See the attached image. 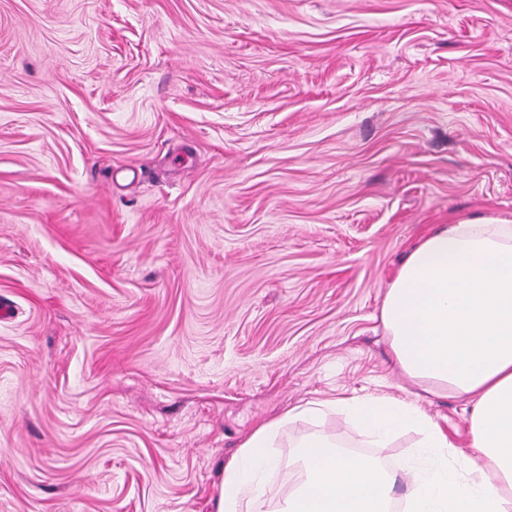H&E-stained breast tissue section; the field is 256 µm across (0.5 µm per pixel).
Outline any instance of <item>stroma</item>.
<instances>
[{
    "label": "stroma",
    "instance_id": "obj_1",
    "mask_svg": "<svg viewBox=\"0 0 512 512\" xmlns=\"http://www.w3.org/2000/svg\"><path fill=\"white\" fill-rule=\"evenodd\" d=\"M512 219V0H0V512H213L295 407L389 394L411 249ZM341 415L296 419L250 512ZM321 407L302 410L258 426L240 445L238 451L224 464L220 492L215 512H243V505L264 495L268 477L277 467L271 448L272 437L290 420L312 415Z\"/></svg>",
    "mask_w": 512,
    "mask_h": 512
}]
</instances>
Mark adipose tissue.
<instances>
[{
    "instance_id": "adipose-tissue-1",
    "label": "adipose tissue",
    "mask_w": 512,
    "mask_h": 512,
    "mask_svg": "<svg viewBox=\"0 0 512 512\" xmlns=\"http://www.w3.org/2000/svg\"><path fill=\"white\" fill-rule=\"evenodd\" d=\"M381 316L401 371L469 400L470 452L418 406L390 395L337 399L329 409L376 448L404 429L419 434L422 461L407 469L405 512H512V220L463 219L422 238ZM281 425L258 426L225 463L215 512H243L263 496ZM296 456L303 479L273 512H388L397 471L323 435L301 440Z\"/></svg>"
}]
</instances>
